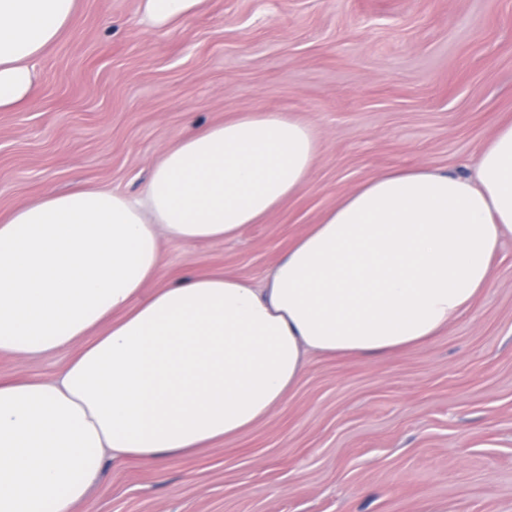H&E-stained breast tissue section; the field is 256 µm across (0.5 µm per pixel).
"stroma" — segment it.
<instances>
[{"label":"stroma","instance_id":"obj_1","mask_svg":"<svg viewBox=\"0 0 512 512\" xmlns=\"http://www.w3.org/2000/svg\"><path fill=\"white\" fill-rule=\"evenodd\" d=\"M139 0H76L0 112V214L75 185L139 194L185 132L241 112L311 124L308 184L234 240L162 239L155 287L188 273L260 285L288 245L367 179L466 175L512 121V0H202L162 28ZM0 355L1 378L67 361ZM77 512H512V237L492 286L424 349L311 356L300 384L233 440L110 462Z\"/></svg>","mask_w":512,"mask_h":512}]
</instances>
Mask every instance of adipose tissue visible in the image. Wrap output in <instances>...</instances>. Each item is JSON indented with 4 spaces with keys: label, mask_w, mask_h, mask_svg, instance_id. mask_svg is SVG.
I'll return each mask as SVG.
<instances>
[{
    "label": "adipose tissue",
    "mask_w": 512,
    "mask_h": 512,
    "mask_svg": "<svg viewBox=\"0 0 512 512\" xmlns=\"http://www.w3.org/2000/svg\"><path fill=\"white\" fill-rule=\"evenodd\" d=\"M201 0H139L149 27ZM76 0H0V111ZM320 151L293 115L244 112L182 135L141 196L76 187L0 216V355L69 352L56 380L0 378V512H73L106 461L154 466L230 440L302 380L308 353L387 358L425 347L491 285L512 235V121L472 176L371 177L274 264L152 288L159 236L231 240L308 183Z\"/></svg>",
    "instance_id": "obj_1"
}]
</instances>
